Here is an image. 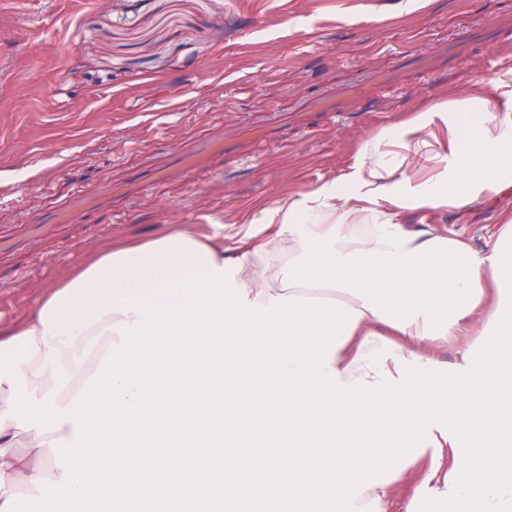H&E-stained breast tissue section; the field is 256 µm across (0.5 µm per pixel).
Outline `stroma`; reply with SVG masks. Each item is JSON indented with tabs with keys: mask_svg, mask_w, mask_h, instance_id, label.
<instances>
[{
	"mask_svg": "<svg viewBox=\"0 0 512 512\" xmlns=\"http://www.w3.org/2000/svg\"><path fill=\"white\" fill-rule=\"evenodd\" d=\"M509 16L512 0H369L359 12L348 0H0V236L197 140L282 130L239 158L152 181L0 268V322L101 246L251 223L351 174L362 138L406 114L492 95L491 81L512 79V33L448 67L439 53ZM340 90L366 98L344 116L313 111ZM292 112L309 127H292ZM510 217L512 186L405 222L460 235L483 256Z\"/></svg>",
	"mask_w": 512,
	"mask_h": 512,
	"instance_id": "35a3bbf8",
	"label": "stroma"
}]
</instances>
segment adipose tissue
<instances>
[{
	"label": "adipose tissue",
	"mask_w": 512,
	"mask_h": 512,
	"mask_svg": "<svg viewBox=\"0 0 512 512\" xmlns=\"http://www.w3.org/2000/svg\"><path fill=\"white\" fill-rule=\"evenodd\" d=\"M502 102L490 112L488 98L463 97L407 115L360 149L363 163L345 183L328 184L303 201H283L252 224L215 225L197 237L178 230L124 247H103L83 258L70 275L43 295L27 319L0 326V358L29 339L31 362L22 367L33 398L55 393L67 407L90 378L92 358L120 342L117 325L133 324L139 299L186 306L183 278L195 270L233 274L243 298L257 305L270 298L327 297L359 316L347 340L334 349L331 367L341 381L375 382L367 355L390 341L394 357L384 367L398 374L396 357L434 360L435 348L464 335V321L488 325L502 310L494 263L463 238L431 225L399 224L406 210L461 208L481 195L500 192L512 177V91L494 82ZM448 129V148L433 149L437 127ZM415 148L431 174L419 179L399 148ZM64 368L69 381L55 390ZM17 423L0 425V512H25L11 487L19 469L29 480L46 472L45 448L73 440V423L41 435L29 430L33 456L15 453Z\"/></svg>",
	"instance_id": "obj_1"
}]
</instances>
